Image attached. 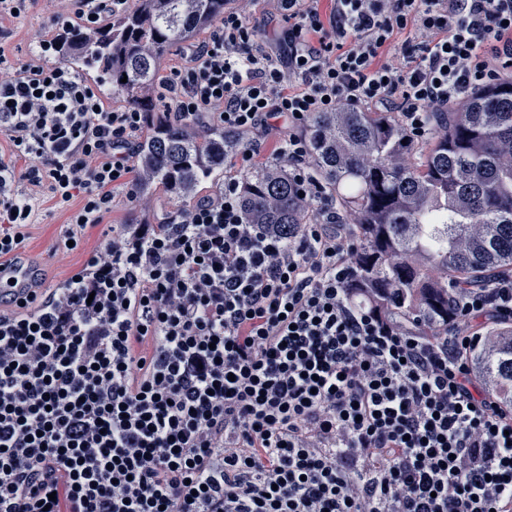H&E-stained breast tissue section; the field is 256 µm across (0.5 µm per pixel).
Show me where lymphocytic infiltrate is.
Returning a JSON list of instances; mask_svg holds the SVG:
<instances>
[{
	"mask_svg": "<svg viewBox=\"0 0 512 512\" xmlns=\"http://www.w3.org/2000/svg\"><path fill=\"white\" fill-rule=\"evenodd\" d=\"M96 26L129 0H43ZM160 81L177 119L273 147L303 224L249 223L240 182L165 223L133 199L144 122L43 52L0 51V261L39 193L67 210L53 253L108 224L76 278L0 301V512H512V406L475 373L477 320H512V277L455 291L439 339L353 287L355 238L301 132L318 112L395 113L408 137L512 71V0H279L275 47L236 0ZM402 43H395L397 34ZM35 195L14 194L15 182Z\"/></svg>",
	"mask_w": 512,
	"mask_h": 512,
	"instance_id": "f902f5d3",
	"label": "lymphocytic infiltrate"
}]
</instances>
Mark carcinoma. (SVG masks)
<instances>
[{"mask_svg":"<svg viewBox=\"0 0 512 512\" xmlns=\"http://www.w3.org/2000/svg\"><path fill=\"white\" fill-rule=\"evenodd\" d=\"M230 0H134L95 28L60 35L56 56L98 79L144 114L137 191L157 185L186 201L220 176L242 147L233 132L184 125L163 114L159 77L168 53L224 16ZM127 82H121V79ZM427 141L407 140L391 112H317L304 129L313 166L354 217L353 287L375 294L390 319L435 338L454 315L450 289L483 288L512 276V75H505L439 119ZM251 224L307 218L285 169L259 167L241 181ZM448 276L436 279L434 270ZM478 376L512 405V321L485 327L471 353Z\"/></svg>","mask_w":512,"mask_h":512,"instance_id":"carcinoma-1","label":"carcinoma"}]
</instances>
